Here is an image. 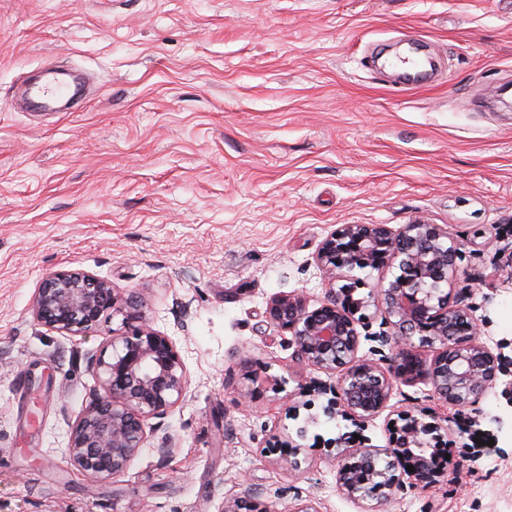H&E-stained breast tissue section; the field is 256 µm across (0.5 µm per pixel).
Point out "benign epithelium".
Instances as JSON below:
<instances>
[{
    "mask_svg": "<svg viewBox=\"0 0 512 512\" xmlns=\"http://www.w3.org/2000/svg\"><path fill=\"white\" fill-rule=\"evenodd\" d=\"M459 248L434 224L415 220L393 230L385 224H345L336 229L317 254L325 278L323 302L312 307L300 293L279 295L267 303L271 323L292 336L298 360L324 372L344 373L334 386L324 385L322 416L340 417L361 429L387 407L393 384L424 381L444 402L467 405L506 375L505 355L478 344L479 326L471 308L451 294L460 276ZM397 265L399 273L378 282L361 298L360 284L343 271L359 265L376 269ZM374 307L391 328L369 340L396 350L388 369L371 361L354 362L361 335L358 323ZM43 326L70 336L98 332L112 316H122V331L106 337L107 345L92 362L99 388L71 426L67 455L70 464L93 481L125 474L162 418L185 395L186 367L172 337L143 322L139 309L120 289L87 272L59 270L37 288L31 305ZM439 345L426 361L415 350ZM444 425L412 417L405 410L393 423L390 447H366L357 460L343 462L336 487L349 498L374 486L381 502L403 482L433 486L447 477L434 462L432 441L443 438ZM414 471H407V466ZM365 468L362 483L355 471ZM268 512L260 508L257 491L245 488L225 501L220 512Z\"/></svg>",
    "mask_w": 512,
    "mask_h": 512,
    "instance_id": "benign-epithelium-1",
    "label": "benign epithelium"
}]
</instances>
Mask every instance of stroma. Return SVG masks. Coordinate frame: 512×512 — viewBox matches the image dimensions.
Listing matches in <instances>:
<instances>
[{
	"mask_svg": "<svg viewBox=\"0 0 512 512\" xmlns=\"http://www.w3.org/2000/svg\"><path fill=\"white\" fill-rule=\"evenodd\" d=\"M69 67L79 112H31V72ZM512 0H0V512H217L250 487L273 512H512V436L473 450L461 419L507 414L501 385L465 406L395 386L391 411L444 419L450 478L390 501L336 488L296 437L331 375L266 317L276 295L324 297L316 256L344 224L415 218L462 244L454 296L512 356ZM70 269L106 278L174 336L189 385L144 446L94 482L70 424L99 386L103 333L32 316Z\"/></svg>",
	"mask_w": 512,
	"mask_h": 512,
	"instance_id": "obj_1",
	"label": "stroma"
}]
</instances>
